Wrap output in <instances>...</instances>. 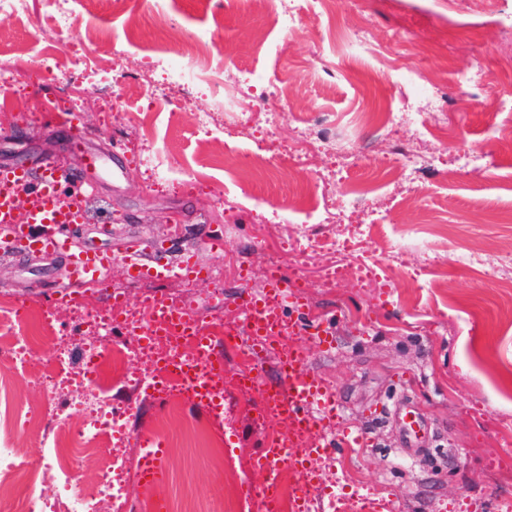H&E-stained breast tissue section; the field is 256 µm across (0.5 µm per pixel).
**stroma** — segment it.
Masks as SVG:
<instances>
[{
	"label": "stroma",
	"instance_id": "obj_1",
	"mask_svg": "<svg viewBox=\"0 0 512 512\" xmlns=\"http://www.w3.org/2000/svg\"><path fill=\"white\" fill-rule=\"evenodd\" d=\"M301 22L287 27L275 0H174L169 15L153 13L147 0H112L92 12L74 8L78 30L94 28L84 62L65 54L37 66L31 61L54 41L41 0H28V15H0V32L18 52L0 54V166L46 157L72 163L76 151L105 157L124 171L119 181L100 178L88 191L83 245L108 248L132 234L165 236L179 226L181 249L210 270L206 280H132L113 264V288L130 301L157 295L193 309L203 320L236 313L238 278L248 269L261 289L271 262L302 278L309 314L336 321L333 347L299 337L308 371L336 391L353 428L369 433L365 448L329 452L317 466L336 477L347 494L378 492L395 512H490L494 500L512 495V328L500 312L512 298L494 290L479 267L462 264L474 252L498 259L512 254V110L501 107L511 85L497 74L512 58V26L499 15L460 11L456 0H335L332 13L314 15L308 0H294ZM180 24L185 33L208 30L211 45L198 79L167 90L168 68L192 60L170 46L167 68L155 49L162 30ZM366 24L367 46L345 47L337 29ZM407 42L388 53L393 36ZM483 82L480 101H470L472 79ZM444 86L448 143L440 145L419 123L398 124L393 135L357 125V113L406 102L425 113L433 83ZM210 113L199 124V113ZM328 115V141L305 149ZM432 157L436 178L411 184L392 179L406 165L393 140ZM484 141L492 166L449 178L457 158ZM368 143L371 151L346 164L341 150ZM278 158L275 170H245L253 153ZM370 188L364 210H346L338 190ZM331 223H319L320 215ZM368 224L370 234L336 247L337 224ZM224 241L212 251L209 239ZM315 250H306L307 241ZM402 252V262L389 250ZM438 257L423 271V253ZM364 260L380 267L387 287L342 277L321 287L327 267ZM66 257L23 252L0 256V305L28 299L47 308L66 281ZM142 370L128 358L112 371L109 397L127 411L132 437L161 430L166 444L162 487L139 486L126 512H262L238 507L236 480H260L246 461L258 443L255 393L224 387V421L215 438L233 448L223 466L210 449L196 447L189 426L207 421L187 404L157 402L131 388ZM383 414L369 416L371 406ZM413 412L421 425L410 434L392 406ZM0 407L23 427L37 418L55 434L63 409L46 402L28 374L0 375Z\"/></svg>",
	"mask_w": 512,
	"mask_h": 512
}]
</instances>
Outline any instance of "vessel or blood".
<instances>
[{
  "mask_svg": "<svg viewBox=\"0 0 512 512\" xmlns=\"http://www.w3.org/2000/svg\"><path fill=\"white\" fill-rule=\"evenodd\" d=\"M73 180L90 183L91 177L82 161L63 166L54 160H44L38 170L22 165L0 168V253L18 251L67 254L68 275L72 287L88 280H101L114 260H122L126 273L134 280L141 279H205L207 267L198 264L193 256L179 262L168 258L165 241L145 236H131L120 241L113 252L89 249L71 252L68 232L86 222V201L82 195H61L59 188ZM28 187L31 196L26 209H19L21 187ZM301 280L288 276L283 269L269 273L260 290L243 289L237 303L239 318L246 327L245 344L251 353V365L244 368L239 379L242 393L261 390V417L275 419L288 427L286 437L277 439L262 449L258 469L264 474L268 494L262 504L263 512H279L276 486L282 467H292L298 486L290 499V512H312L314 493L322 478L316 461L336 448H354L365 443L363 433L342 425L343 408L335 391L320 377L306 369V357L301 348L291 342L293 336L309 332L323 348L334 342L330 321H316L304 326L300 317L306 302L299 292ZM112 323L130 329L142 348L153 347L157 341L187 338L209 358L206 371L193 375L187 389L193 405L206 410L215 418L224 414V367L215 351L211 329L199 322L197 316L184 306L151 297L141 306L150 318L147 327L129 326L125 312L129 303L117 291L110 292ZM277 351L282 381L264 382V355ZM337 423L335 437L324 438L328 423ZM163 441L145 440L140 444L138 481L158 487L166 478Z\"/></svg>",
  "mask_w": 512,
  "mask_h": 512,
  "instance_id": "obj_1",
  "label": "vessel or blood"
}]
</instances>
